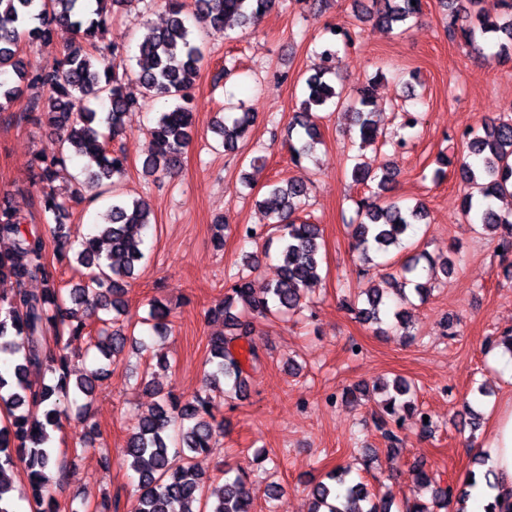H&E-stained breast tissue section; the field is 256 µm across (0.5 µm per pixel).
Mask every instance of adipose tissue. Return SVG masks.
I'll return each mask as SVG.
<instances>
[{"instance_id": "obj_1", "label": "adipose tissue", "mask_w": 512, "mask_h": 512, "mask_svg": "<svg viewBox=\"0 0 512 512\" xmlns=\"http://www.w3.org/2000/svg\"><path fill=\"white\" fill-rule=\"evenodd\" d=\"M486 466L498 476L499 487L489 491L484 484H477L467 512H483L484 505L494 500L500 501L503 512H512V402L495 413Z\"/></svg>"}]
</instances>
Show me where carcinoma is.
<instances>
[{
	"instance_id": "carcinoma-1",
	"label": "carcinoma",
	"mask_w": 512,
	"mask_h": 512,
	"mask_svg": "<svg viewBox=\"0 0 512 512\" xmlns=\"http://www.w3.org/2000/svg\"><path fill=\"white\" fill-rule=\"evenodd\" d=\"M114 0H0V112L30 93L25 119L47 124L57 132L48 151L35 157L33 176L43 186L41 211L57 219L69 211L68 200L55 190L59 170L74 157H87L94 167L88 174L89 187L116 186L126 172L125 157L109 148L124 129V114L156 100L174 102L160 113L149 129L150 153L143 162L147 176L174 175L181 167L184 149L191 140L194 113L190 93L205 58L202 45L186 25L185 0H165L167 24L151 30L137 45L136 81L141 98L125 92L126 72L117 64V48L102 49L100 32L110 19ZM362 18L378 27L392 30L418 19L424 0H368ZM482 0H439L444 11L448 38L460 40L480 51L492 48L497 61L512 60V0H498L499 12L492 15L480 8ZM281 0H193L196 24L213 29H246L261 15L272 11ZM324 42L318 53L320 63L305 80L301 111L293 117L299 128L297 142L288 145L298 163L313 154L321 144L317 111L337 106L342 91L338 78L336 36ZM65 43L62 57L51 67L35 66L21 55L24 41ZM257 119L250 109L240 112L227 108L215 132L226 150H236L248 140ZM352 133L359 149L373 145L379 131L372 88L360 90L352 109ZM469 153L459 164L466 192L461 210L474 231L498 237L502 252H512V212L497 211L492 200L512 196V118L499 117L479 127L461 132ZM352 179L361 184L377 182L384 191L393 181V171L384 165L374 172L357 161ZM307 184L288 180L272 184L259 202L274 232L266 246L278 242L280 276L274 282H258L250 273L239 272L225 284L224 299L208 310V315L224 321V334L209 340L205 376L208 393L181 402L157 388L156 400L140 418L129 437L125 453L129 468L137 475L135 498L130 512H252L253 487L248 474L238 468L221 486H211L194 463L197 455L211 446L222 431L210 410L212 391H224L237 399L247 387L244 362L256 365L259 355L252 343L254 320L292 315L302 308L304 293L320 279L322 234L319 225L296 222L294 214L308 200ZM152 211L141 197L128 198L112 192V204L95 225L93 233L71 239L65 225L53 228L62 248L58 260L75 262L84 268L79 281L69 291L60 287L55 267L47 261L45 240L38 227L25 224L11 206L0 203V241L10 249L0 252V278L12 280L17 290L0 298V408L7 412V424L0 426V512H14V504L4 499L13 488L17 464L26 478L24 497L30 512H58L53 486L58 483L60 466L50 445L49 429L69 417V408L80 397L91 396L106 369L71 378L69 360L77 346L100 356L110 366L121 359L126 346L146 348L145 342L128 332L122 316L126 313L124 295L128 280L145 259L142 230L151 224ZM427 218L423 203L404 206L382 201L374 194L357 202L356 221L348 225L359 252V273L369 274L375 258L393 248H404V240L415 225ZM452 271L448 258L436 264L425 251L406 257L396 273L383 277L365 289V299L357 308L358 317L377 331L392 318L407 325V312L401 305L410 302L406 288L411 286L420 299L431 291L430 280L436 268ZM38 280L42 288L32 293L24 285ZM171 309L152 301L148 317L141 324L158 336L168 333ZM54 341L55 352H47ZM380 399L377 414L387 425L383 437L393 447L403 443L399 433L407 429L430 431L427 415L416 403L411 386L402 379L376 386ZM182 458L173 465L170 453ZM341 466L317 481L311 491L308 512H393L391 500L370 493L362 482L348 479ZM417 482L431 489V502L408 499L399 512H464L459 504L469 497L466 475L460 487H442L422 468L416 469Z\"/></svg>"
}]
</instances>
